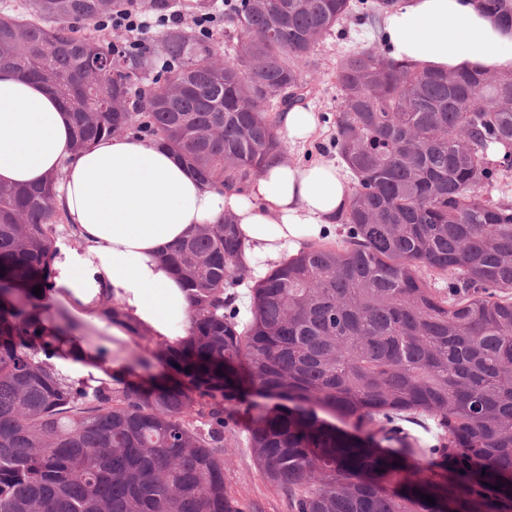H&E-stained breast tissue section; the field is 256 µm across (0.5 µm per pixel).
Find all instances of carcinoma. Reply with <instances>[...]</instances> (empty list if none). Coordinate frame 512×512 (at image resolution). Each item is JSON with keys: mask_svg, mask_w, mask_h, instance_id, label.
Returning a JSON list of instances; mask_svg holds the SVG:
<instances>
[{"mask_svg": "<svg viewBox=\"0 0 512 512\" xmlns=\"http://www.w3.org/2000/svg\"><path fill=\"white\" fill-rule=\"evenodd\" d=\"M400 2L236 0V58L171 29L169 90L146 102L150 51L97 34L130 0H20L0 13V68L61 99L76 148L139 134L237 192L284 157L275 112L314 93L319 41ZM477 3L512 29V0ZM336 81L331 145L354 183L342 244L271 266L243 313L241 230L230 215L195 226L160 254L190 305L176 350L104 306L107 323L154 343L131 356L143 380L113 375L122 351L33 292L53 276L52 184L0 186V512H240L224 448L228 406L249 398L248 446L290 512H512V71L423 69L378 40L345 52ZM153 358L178 380L151 376ZM61 359L104 376L69 377ZM428 419L436 443L423 446L408 425Z\"/></svg>", "mask_w": 512, "mask_h": 512, "instance_id": "1", "label": "carcinoma"}]
</instances>
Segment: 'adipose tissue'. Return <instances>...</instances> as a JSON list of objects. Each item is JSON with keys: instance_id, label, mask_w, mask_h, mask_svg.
I'll return each mask as SVG.
<instances>
[{"instance_id": "1", "label": "adipose tissue", "mask_w": 512, "mask_h": 512, "mask_svg": "<svg viewBox=\"0 0 512 512\" xmlns=\"http://www.w3.org/2000/svg\"><path fill=\"white\" fill-rule=\"evenodd\" d=\"M391 57L436 71H512V33L472 0H407L382 19ZM56 183L55 206L70 226L57 244L52 299L82 322H102L111 293L156 340L190 329L189 301L156 255L194 225L233 213L245 256L275 262L336 234L351 197L347 170L271 159L246 193L202 184L168 149L131 135L73 149L67 107L43 85L0 70V185Z\"/></svg>"}]
</instances>
